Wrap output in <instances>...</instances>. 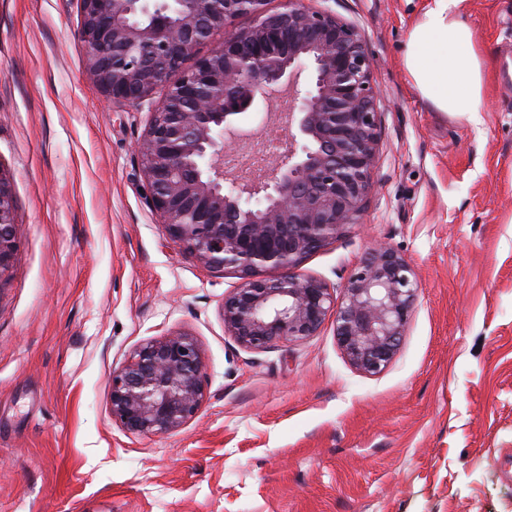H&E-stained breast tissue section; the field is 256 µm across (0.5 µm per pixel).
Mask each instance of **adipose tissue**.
Instances as JSON below:
<instances>
[{"label": "adipose tissue", "mask_w": 512, "mask_h": 512, "mask_svg": "<svg viewBox=\"0 0 512 512\" xmlns=\"http://www.w3.org/2000/svg\"><path fill=\"white\" fill-rule=\"evenodd\" d=\"M464 0H432L411 28L403 62L418 92L438 110L474 118L485 111L487 60L476 30L463 19Z\"/></svg>", "instance_id": "ef3b65f1"}]
</instances>
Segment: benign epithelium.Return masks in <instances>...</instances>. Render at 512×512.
<instances>
[{"instance_id":"benign-epithelium-1","label":"benign epithelium","mask_w":512,"mask_h":512,"mask_svg":"<svg viewBox=\"0 0 512 512\" xmlns=\"http://www.w3.org/2000/svg\"><path fill=\"white\" fill-rule=\"evenodd\" d=\"M81 0L80 36L103 91L139 109L157 88L162 106L139 143L150 200L171 240L204 266L231 270L240 284L224 296V332L262 352L316 335L335 314L336 336L359 371L391 363L416 303L419 283L397 252L377 248L342 285L296 269L361 220L378 140L376 91L355 27L311 0ZM241 16L243 30H228ZM219 31L223 42L189 68L185 61ZM303 69L311 83L293 96L288 133L273 164L247 184L224 186V154L237 119L257 98ZM15 198L0 171V281L18 234ZM274 270L271 278L259 276ZM204 362L195 340L175 333L136 348L112 372V418L155 435L184 425L203 399Z\"/></svg>"}]
</instances>
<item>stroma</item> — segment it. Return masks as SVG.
<instances>
[{
	"label": "stroma",
	"mask_w": 512,
	"mask_h": 512,
	"mask_svg": "<svg viewBox=\"0 0 512 512\" xmlns=\"http://www.w3.org/2000/svg\"><path fill=\"white\" fill-rule=\"evenodd\" d=\"M429 0H330L365 42L377 161L360 223L298 274L340 288L383 245L418 299L379 375L326 322L263 352L224 333L239 283L172 242L137 152L145 110L107 99L81 0H0V170L18 239L0 282V512H512V0H465L487 109L438 111L403 65ZM184 333L198 412L169 433L112 418L110 378Z\"/></svg>",
	"instance_id": "1"
}]
</instances>
